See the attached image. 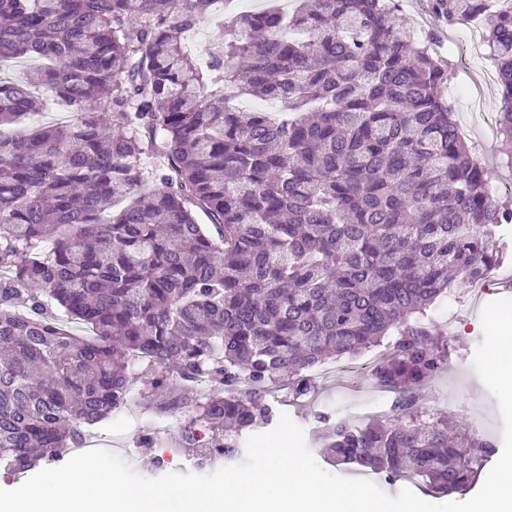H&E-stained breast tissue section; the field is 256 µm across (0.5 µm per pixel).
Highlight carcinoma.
<instances>
[{"label":"carcinoma","mask_w":512,"mask_h":512,"mask_svg":"<svg viewBox=\"0 0 512 512\" xmlns=\"http://www.w3.org/2000/svg\"><path fill=\"white\" fill-rule=\"evenodd\" d=\"M213 4L0 0V62L38 60L0 79V127L36 88L72 112L0 137V469L81 445L143 364L161 409L192 408L179 449L236 460L280 379L306 395L315 366L384 344L370 380L394 416L337 422L324 455L466 489L489 445L420 404L446 363L424 320L500 262L512 206L457 133L448 65L397 0H300L231 17L202 66L185 34ZM432 5L483 22L512 141V9Z\"/></svg>","instance_id":"cac0c4a2"}]
</instances>
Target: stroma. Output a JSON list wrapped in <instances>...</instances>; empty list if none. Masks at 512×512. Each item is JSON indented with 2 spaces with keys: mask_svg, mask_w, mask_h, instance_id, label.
Here are the masks:
<instances>
[{
  "mask_svg": "<svg viewBox=\"0 0 512 512\" xmlns=\"http://www.w3.org/2000/svg\"><path fill=\"white\" fill-rule=\"evenodd\" d=\"M399 17L419 34L434 36V49L440 55L448 53V26L431 7V0H400ZM445 95L453 108L457 124H468L472 112L486 113L487 124L473 128L467 140L469 147L483 152L491 176L512 178V166L506 162L512 155V142L499 133L497 119L501 110V91L498 69L492 57L473 54L468 73H460L456 66L448 68V88ZM455 306L463 321L454 340L449 341L448 368L435 376L425 386L420 399L431 412L445 416L454 415L456 420L469 423L471 413L484 410L494 398L473 369V358L477 346L483 339L481 314L473 306L470 292L453 297L451 303H439L430 314L432 321H439L442 311ZM453 385L459 412H449L447 406L438 404L435 396L444 385ZM356 392H347L345 398H337L335 389L319 391L316 399L291 397L275 401L277 412L288 414L304 430L305 442L317 462H324L322 436L329 424L342 419L349 401L355 400ZM184 414L165 413L146 403L145 400L129 402L113 414L109 423L91 431L88 442L98 448L114 452L127 460L141 475L158 478L168 472L187 473L193 471V459L188 453L177 451L167 468H158L154 458L158 451L145 447L143 440L157 426H165L166 436H173L183 425Z\"/></svg>",
  "mask_w": 512,
  "mask_h": 512,
  "instance_id": "1",
  "label": "stroma"
}]
</instances>
